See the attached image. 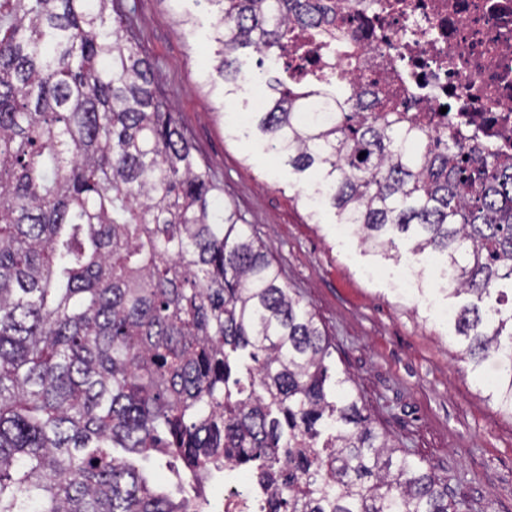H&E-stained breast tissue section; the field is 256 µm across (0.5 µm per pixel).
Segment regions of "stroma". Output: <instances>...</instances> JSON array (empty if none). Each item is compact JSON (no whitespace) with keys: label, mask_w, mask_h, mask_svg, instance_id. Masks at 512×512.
Returning a JSON list of instances; mask_svg holds the SVG:
<instances>
[{"label":"stroma","mask_w":512,"mask_h":512,"mask_svg":"<svg viewBox=\"0 0 512 512\" xmlns=\"http://www.w3.org/2000/svg\"><path fill=\"white\" fill-rule=\"evenodd\" d=\"M138 46L197 155L237 211L269 249L282 279L300 294L331 342L329 364L350 375V389L377 430L448 483L458 512H512V412L490 399L485 363L464 358L441 311L469 304L424 268L405 293L395 272L412 261L411 242L385 251L340 232L333 210L312 214L302 186L257 131L234 126L251 109L248 88L225 94L209 40L214 6L193 0H124ZM197 18L195 33L180 23Z\"/></svg>","instance_id":"obj_1"}]
</instances>
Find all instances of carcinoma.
<instances>
[{
	"label": "carcinoma",
	"instance_id": "1",
	"mask_svg": "<svg viewBox=\"0 0 512 512\" xmlns=\"http://www.w3.org/2000/svg\"><path fill=\"white\" fill-rule=\"evenodd\" d=\"M219 6L215 70L281 58L312 0ZM248 125L368 248L439 256L474 368L512 412V163H464L354 80L283 66ZM364 157H359L360 153ZM179 127L123 0H0V512H213L247 466L268 512H457L378 431L330 343ZM182 460L180 498L144 463Z\"/></svg>",
	"mask_w": 512,
	"mask_h": 512
}]
</instances>
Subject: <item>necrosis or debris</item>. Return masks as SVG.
I'll return each mask as SVG.
<instances>
[{"label": "necrosis or debris", "instance_id": "4bbe7bcc", "mask_svg": "<svg viewBox=\"0 0 512 512\" xmlns=\"http://www.w3.org/2000/svg\"><path fill=\"white\" fill-rule=\"evenodd\" d=\"M348 37L313 52L297 32L281 55L390 93L403 124L454 136L467 157L512 161V0H322Z\"/></svg>", "mask_w": 512, "mask_h": 512}]
</instances>
